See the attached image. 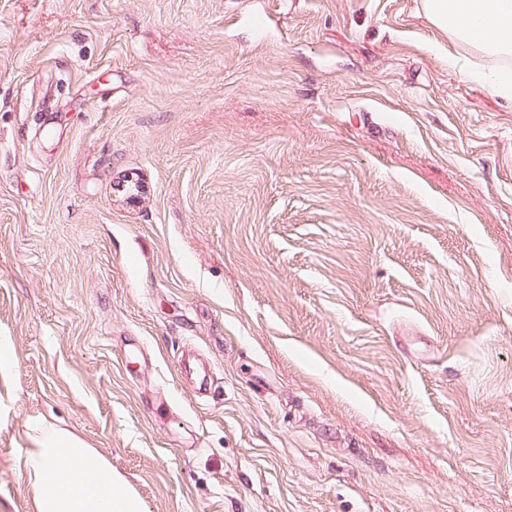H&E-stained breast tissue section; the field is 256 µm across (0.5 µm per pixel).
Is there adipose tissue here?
<instances>
[{
	"instance_id": "adipose-tissue-1",
	"label": "adipose tissue",
	"mask_w": 512,
	"mask_h": 512,
	"mask_svg": "<svg viewBox=\"0 0 512 512\" xmlns=\"http://www.w3.org/2000/svg\"><path fill=\"white\" fill-rule=\"evenodd\" d=\"M427 19L484 57L487 68L466 57L451 65L492 92L512 98V0H423ZM28 446L19 460L35 512H144L110 463L78 436L42 418L27 423Z\"/></svg>"
}]
</instances>
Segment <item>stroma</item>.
Segmentation results:
<instances>
[{
	"label": "stroma",
	"instance_id": "obj_1",
	"mask_svg": "<svg viewBox=\"0 0 512 512\" xmlns=\"http://www.w3.org/2000/svg\"><path fill=\"white\" fill-rule=\"evenodd\" d=\"M452 52L421 0H0V512L33 417L146 512H512V101Z\"/></svg>",
	"mask_w": 512,
	"mask_h": 512
}]
</instances>
